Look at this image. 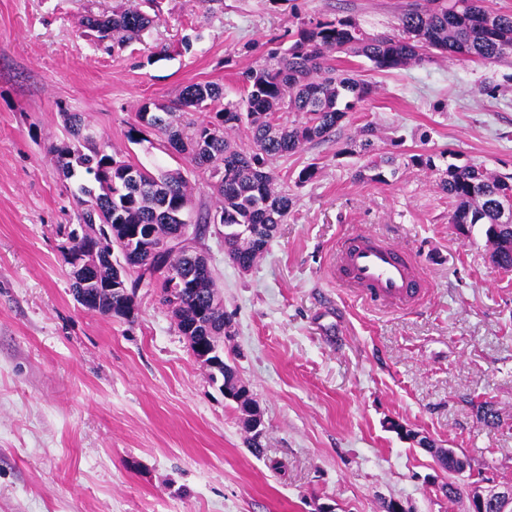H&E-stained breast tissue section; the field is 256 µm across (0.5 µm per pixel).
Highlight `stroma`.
Instances as JSON below:
<instances>
[{"instance_id":"1","label":"stroma","mask_w":512,"mask_h":512,"mask_svg":"<svg viewBox=\"0 0 512 512\" xmlns=\"http://www.w3.org/2000/svg\"><path fill=\"white\" fill-rule=\"evenodd\" d=\"M128 0H0V512H466L428 482L432 455L396 421L464 454L484 486L512 484V272L494 268L482 226L460 233L428 170L410 154L512 173V64L438 58L387 73L363 57L339 68L372 96L336 134L271 162L294 200L246 271L207 232L200 242L231 317L224 358L258 401L261 454L241 413L195 359L159 289L138 286L131 319L79 304L60 248L73 191L50 148L80 114L109 152L188 171L194 207L213 203L205 176L127 132L145 101L170 103L194 82L239 99L241 74L309 20L350 18L392 32L406 0H157L153 25L121 49L86 37L90 12ZM398 170L356 179L347 151L365 125ZM317 164V178L296 185ZM372 230L409 249L430 283L398 313L336 288L337 241ZM493 402L487 424L478 403Z\"/></svg>"}]
</instances>
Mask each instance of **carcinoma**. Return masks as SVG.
Returning a JSON list of instances; mask_svg holds the SVG:
<instances>
[{"label": "carcinoma", "mask_w": 512, "mask_h": 512, "mask_svg": "<svg viewBox=\"0 0 512 512\" xmlns=\"http://www.w3.org/2000/svg\"><path fill=\"white\" fill-rule=\"evenodd\" d=\"M153 22L149 14L129 6L110 15H87L82 25L88 37L100 43L110 40L121 49ZM288 39V48L270 50L262 64L243 73L238 101H224V90L215 83H191L169 105L144 102L137 108L130 141H142L148 129L208 174L215 204L203 213H192L189 180L181 170L154 173L112 154L80 114L67 115L71 139L53 148L56 167L68 178L80 172L90 181L74 195L77 227L83 232L70 236L71 250L102 241L114 250L97 254L89 278L63 254L74 297H84L83 306L104 316L132 317L134 290L112 287L114 279L124 277L127 266L160 262L183 276L174 295L169 294L168 280L161 282L163 302L179 330L218 349L224 358V337L231 335L232 323L197 242L215 218L222 219L228 257L247 270L278 226L287 223L293 198L275 188L268 163L331 137L373 92L372 85L340 72L333 53L363 56L380 71L422 65L437 56L503 61L512 58V14L496 12L490 18L483 0H408L392 34L368 36L350 20H318L288 31ZM242 127L249 132L246 148L231 138ZM437 156L445 159L452 153L445 150ZM437 156L414 153L409 163L432 170ZM392 164L389 159L372 160L364 166L370 175L359 171L356 177L385 182L397 173ZM438 186L455 204L451 223L484 225L496 266L512 271V176L449 163ZM191 217L195 233L181 247L152 250Z\"/></svg>", "instance_id": "1"}]
</instances>
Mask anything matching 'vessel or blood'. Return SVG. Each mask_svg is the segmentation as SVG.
Masks as SVG:
<instances>
[{"mask_svg":"<svg viewBox=\"0 0 512 512\" xmlns=\"http://www.w3.org/2000/svg\"><path fill=\"white\" fill-rule=\"evenodd\" d=\"M330 272L347 293L393 308L412 305L424 288L417 261L401 246L366 230L340 239Z\"/></svg>","mask_w":512,"mask_h":512,"instance_id":"1","label":"vessel or blood"}]
</instances>
